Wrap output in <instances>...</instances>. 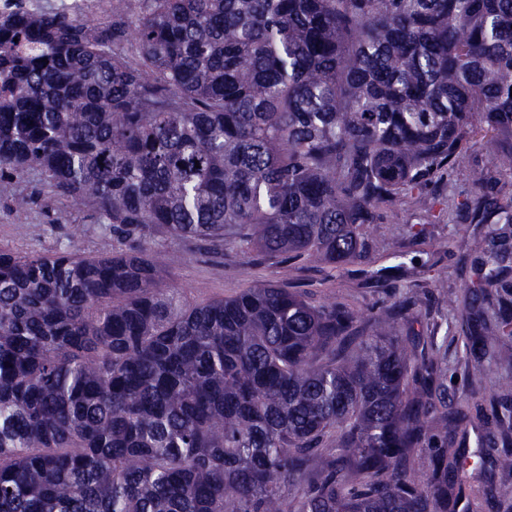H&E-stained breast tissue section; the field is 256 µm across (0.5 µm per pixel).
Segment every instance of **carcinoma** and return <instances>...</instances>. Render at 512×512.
Returning a JSON list of instances; mask_svg holds the SVG:
<instances>
[{
	"instance_id": "obj_1",
	"label": "carcinoma",
	"mask_w": 512,
	"mask_h": 512,
	"mask_svg": "<svg viewBox=\"0 0 512 512\" xmlns=\"http://www.w3.org/2000/svg\"><path fill=\"white\" fill-rule=\"evenodd\" d=\"M136 42V60L124 52ZM512 0H142L0 21V197L29 170L118 241L150 230L396 287L366 229L486 224L458 334L512 363ZM432 287L454 307L459 296ZM404 296L361 316L292 286L187 305L147 250L0 251V512H456L512 476V396L448 403ZM427 476L430 489L421 484ZM512 501L492 480L476 512ZM476 162L483 163L486 165H492L494 162L493 156L488 154L484 149L481 148L479 144L472 146L468 153L460 164L459 169L455 175V179L457 183H464L466 174L470 166Z\"/></svg>"
}]
</instances>
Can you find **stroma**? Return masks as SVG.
I'll return each instance as SVG.
<instances>
[{
  "label": "stroma",
  "instance_id": "stroma-1",
  "mask_svg": "<svg viewBox=\"0 0 512 512\" xmlns=\"http://www.w3.org/2000/svg\"><path fill=\"white\" fill-rule=\"evenodd\" d=\"M16 190L28 196L30 203L19 210L11 200L0 198V251L51 254L70 248L107 255L118 249L117 240L93 224L87 207L51 193L37 175L22 176ZM146 245L157 259L165 285L177 289L190 305L229 298L259 283H291L316 302L331 300L336 293L350 289L356 296V309L363 315L380 298L369 288L351 289V281L344 275L326 288L320 284L321 273L312 268L252 264L245 244L239 242L206 252L155 232L147 236Z\"/></svg>",
  "mask_w": 512,
  "mask_h": 512
}]
</instances>
